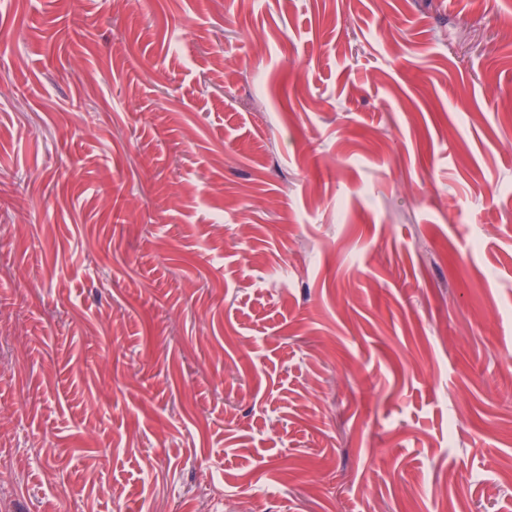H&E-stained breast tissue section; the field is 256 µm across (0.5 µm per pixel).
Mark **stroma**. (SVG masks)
<instances>
[{"mask_svg":"<svg viewBox=\"0 0 512 512\" xmlns=\"http://www.w3.org/2000/svg\"><path fill=\"white\" fill-rule=\"evenodd\" d=\"M13 512H512V0H0Z\"/></svg>","mask_w":512,"mask_h":512,"instance_id":"obj_1","label":"stroma"}]
</instances>
